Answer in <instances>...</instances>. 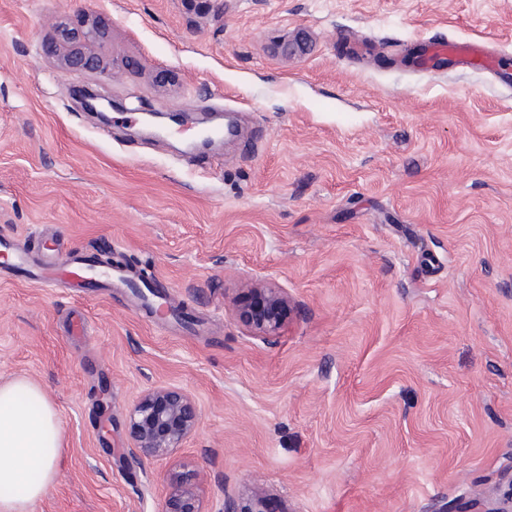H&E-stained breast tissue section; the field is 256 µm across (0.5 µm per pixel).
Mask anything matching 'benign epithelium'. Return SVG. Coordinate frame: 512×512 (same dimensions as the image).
<instances>
[{"label":"benign epithelium","instance_id":"obj_1","mask_svg":"<svg viewBox=\"0 0 512 512\" xmlns=\"http://www.w3.org/2000/svg\"><path fill=\"white\" fill-rule=\"evenodd\" d=\"M106 37L107 33L93 23L81 29L61 25L56 41L46 46L45 52L59 56L68 74L97 71L101 58L95 46ZM252 292L255 296L241 308L240 317L258 336L277 335L286 315L287 297L268 286L254 287ZM198 421V404L186 389L172 384L150 388L138 397L128 414L126 431L131 451L141 462L165 458L183 447ZM167 479L172 492L163 512H205L199 483H190L175 472Z\"/></svg>","mask_w":512,"mask_h":512}]
</instances>
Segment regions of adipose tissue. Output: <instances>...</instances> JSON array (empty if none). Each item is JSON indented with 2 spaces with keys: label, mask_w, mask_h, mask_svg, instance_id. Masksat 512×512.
<instances>
[{
  "label": "adipose tissue",
  "mask_w": 512,
  "mask_h": 512,
  "mask_svg": "<svg viewBox=\"0 0 512 512\" xmlns=\"http://www.w3.org/2000/svg\"><path fill=\"white\" fill-rule=\"evenodd\" d=\"M61 448V419L40 387L1 385L0 512H31L57 478Z\"/></svg>",
  "instance_id": "ef3b65f1"
}]
</instances>
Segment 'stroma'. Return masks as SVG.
Here are the masks:
<instances>
[{
	"instance_id": "35a3bbf8",
	"label": "stroma",
	"mask_w": 512,
	"mask_h": 512,
	"mask_svg": "<svg viewBox=\"0 0 512 512\" xmlns=\"http://www.w3.org/2000/svg\"><path fill=\"white\" fill-rule=\"evenodd\" d=\"M88 18L105 70L64 73L40 46ZM433 36L510 60L512 0H0V235L112 255L194 319L0 277V385H39L62 423L33 512H162L180 467L207 512L258 488L271 512L512 503V88L388 48ZM85 87L239 132L185 153L102 124ZM248 283L287 296L278 335L238 317ZM160 384L199 423L138 464L125 420Z\"/></svg>"
}]
</instances>
